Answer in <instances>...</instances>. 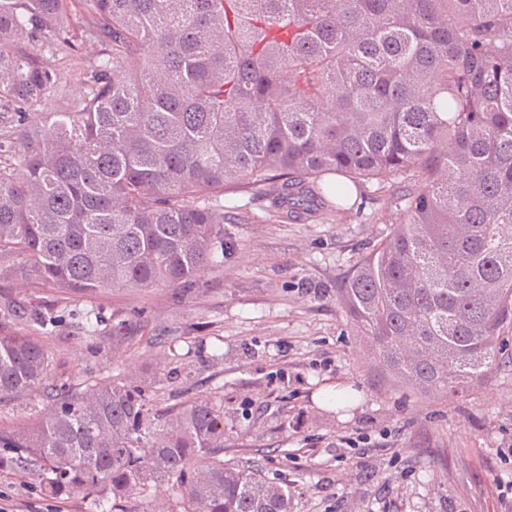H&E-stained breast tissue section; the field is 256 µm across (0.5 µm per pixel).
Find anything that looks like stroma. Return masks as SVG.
Here are the masks:
<instances>
[{
  "instance_id": "1",
  "label": "stroma",
  "mask_w": 512,
  "mask_h": 512,
  "mask_svg": "<svg viewBox=\"0 0 512 512\" xmlns=\"http://www.w3.org/2000/svg\"><path fill=\"white\" fill-rule=\"evenodd\" d=\"M98 52L47 54L60 85L32 114L80 101ZM223 205L224 265L195 287L80 296L0 282V327L46 344L59 384L149 382L161 370L155 414L223 400L225 460L287 484L292 512H512V370L458 400L391 387L339 304L341 281L398 217L391 189L367 184L360 203L313 217L255 189L227 190ZM35 310L50 323L34 325ZM118 320L131 335L119 345ZM0 506L97 512L91 498H46L10 470Z\"/></svg>"
}]
</instances>
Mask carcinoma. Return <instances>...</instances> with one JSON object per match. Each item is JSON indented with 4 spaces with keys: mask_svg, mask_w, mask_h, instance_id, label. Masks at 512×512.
Here are the masks:
<instances>
[{
    "mask_svg": "<svg viewBox=\"0 0 512 512\" xmlns=\"http://www.w3.org/2000/svg\"><path fill=\"white\" fill-rule=\"evenodd\" d=\"M73 16L86 21L78 30ZM100 46L75 106L0 129V281L80 294L189 289L224 265L210 203L263 188L294 209L400 183V219L338 288L395 387L457 396L506 368L512 331V0H0V112L58 84L43 49ZM0 470L107 512L167 482L171 512H291L288 486L224 462V402L158 425L147 387L53 383L0 331ZM47 408L43 389L0 403V426L23 424L42 414Z\"/></svg>",
    "mask_w": 512,
    "mask_h": 512,
    "instance_id": "carcinoma-1",
    "label": "carcinoma"
}]
</instances>
